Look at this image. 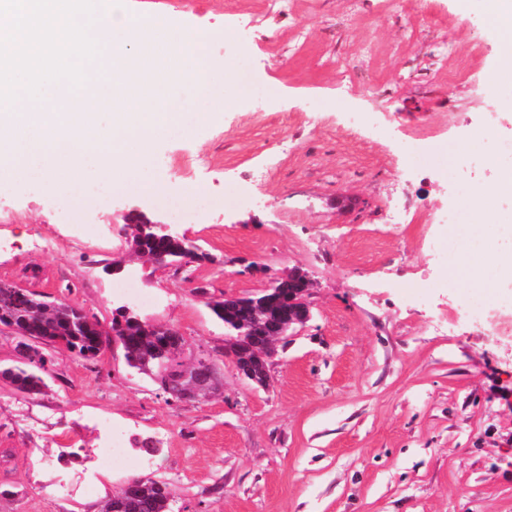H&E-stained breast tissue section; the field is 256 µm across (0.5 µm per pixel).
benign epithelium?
<instances>
[{"label":"benign epithelium","mask_w":512,"mask_h":512,"mask_svg":"<svg viewBox=\"0 0 512 512\" xmlns=\"http://www.w3.org/2000/svg\"><path fill=\"white\" fill-rule=\"evenodd\" d=\"M308 278L300 281V287L291 288L288 309L269 311L266 317L237 328V333L227 334L224 338V355L231 357L241 376L251 382H258V375L268 376L270 361L275 355L272 341L286 336L298 326L304 325L310 318V302ZM149 332L159 331L164 336V345L159 354L166 356L172 353L180 355L183 350V338L180 332L172 327L142 322ZM216 378V366L209 356H199L192 366L186 368L183 379L189 380L186 385H177L168 389L176 402L197 401L207 397Z\"/></svg>","instance_id":"benign-epithelium-1"}]
</instances>
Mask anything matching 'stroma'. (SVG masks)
Listing matches in <instances>:
<instances>
[{
    "mask_svg": "<svg viewBox=\"0 0 512 512\" xmlns=\"http://www.w3.org/2000/svg\"><path fill=\"white\" fill-rule=\"evenodd\" d=\"M130 6L212 32L218 57L246 39L233 72L250 88L216 123L157 139L146 180L161 192L115 191L105 209L0 192V281L105 324L134 304L181 331L185 362L210 355L218 387L172 404L121 350L86 361L52 349L42 393L0 381V512H100L135 476L165 482L171 512H512V333L455 312L471 290L501 319L512 305L461 276L448 248L460 229L437 221L451 204L474 220L437 174L463 148L479 161L457 177L512 225V198L492 191L512 156L484 160L489 137L512 140V74L489 81L498 47L480 12L460 19L454 0ZM405 140L435 159L406 157ZM189 194L173 219L165 197ZM132 210L174 223L208 260L158 269L135 256ZM294 270L313 282L310 319L276 343L262 388L224 358L208 303ZM130 279L148 303L119 292ZM102 421L135 469L99 466Z\"/></svg>",
    "mask_w": 512,
    "mask_h": 512,
    "instance_id": "stroma-1",
    "label": "stroma"
}]
</instances>
